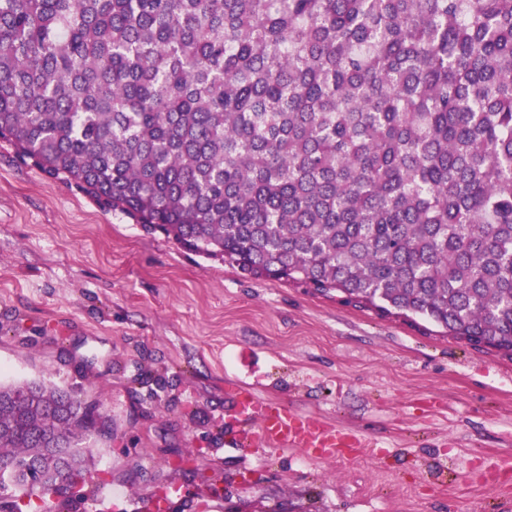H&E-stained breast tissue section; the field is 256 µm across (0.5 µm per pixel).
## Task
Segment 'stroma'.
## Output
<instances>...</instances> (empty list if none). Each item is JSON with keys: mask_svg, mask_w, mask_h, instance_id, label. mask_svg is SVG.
<instances>
[{"mask_svg": "<svg viewBox=\"0 0 512 512\" xmlns=\"http://www.w3.org/2000/svg\"><path fill=\"white\" fill-rule=\"evenodd\" d=\"M42 378L112 420L104 512H483L475 470L512 465V356L192 254L0 140V381ZM232 382L371 446L245 455Z\"/></svg>", "mask_w": 512, "mask_h": 512, "instance_id": "35a3bbf8", "label": "stroma"}]
</instances>
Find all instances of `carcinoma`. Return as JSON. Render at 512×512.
I'll use <instances>...</instances> for the list:
<instances>
[{"label": "carcinoma", "mask_w": 512, "mask_h": 512, "mask_svg": "<svg viewBox=\"0 0 512 512\" xmlns=\"http://www.w3.org/2000/svg\"><path fill=\"white\" fill-rule=\"evenodd\" d=\"M0 139L198 256L512 351V0H0ZM111 423L0 383V512Z\"/></svg>", "instance_id": "obj_1"}]
</instances>
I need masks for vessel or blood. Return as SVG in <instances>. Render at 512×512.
<instances>
[{
	"mask_svg": "<svg viewBox=\"0 0 512 512\" xmlns=\"http://www.w3.org/2000/svg\"><path fill=\"white\" fill-rule=\"evenodd\" d=\"M234 411L247 424L255 425L259 444L256 455L297 448L314 460L357 457L367 448L366 438L336 427L320 418L303 415L287 406L265 400L240 384L227 385Z\"/></svg>",
	"mask_w": 512,
	"mask_h": 512,
	"instance_id": "obj_1",
	"label": "vessel or blood"
}]
</instances>
